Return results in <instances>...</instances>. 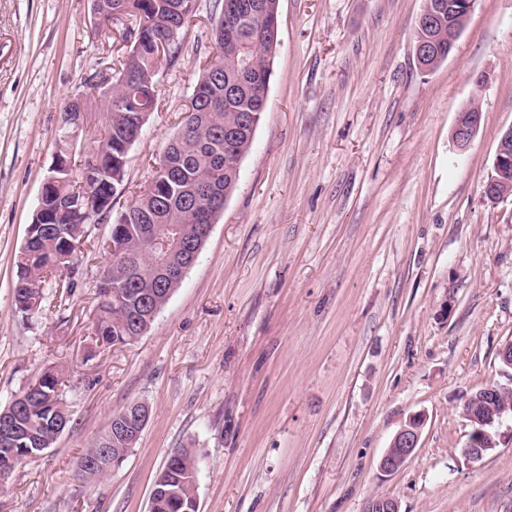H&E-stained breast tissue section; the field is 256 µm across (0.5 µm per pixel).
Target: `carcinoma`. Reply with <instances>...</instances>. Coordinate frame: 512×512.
<instances>
[{"label":"carcinoma","instance_id":"cac0c4a2","mask_svg":"<svg viewBox=\"0 0 512 512\" xmlns=\"http://www.w3.org/2000/svg\"><path fill=\"white\" fill-rule=\"evenodd\" d=\"M131 28L123 32L130 49L112 75V98L125 112L115 117L110 106L104 138L92 150L101 164L102 177L89 184L67 174L46 195L44 204L51 219L33 216L28 228V246L16 262L14 299L25 303L19 313L32 316L40 309L46 277L55 269L67 268L75 243L90 221V213L104 199L114 198V188L123 184L135 132L143 131L156 105L155 73L161 64L159 53H168L179 44V36L193 14V0H125ZM242 5L233 38L214 36L210 68H202L188 115L178 132L168 141L159 161L152 186L142 192L127 210L133 217L115 219L110 240L121 246L122 254L108 253L97 285L98 303L93 314L95 344H127L145 334L154 322L150 314L159 312L181 281L158 286V266L163 256L148 239L154 226L168 235L195 232L207 223V213L194 208L199 185L214 183L232 194L237 186L241 162L251 149L254 133L250 124L261 122L266 110L267 87L273 72L277 48L271 29L278 15L269 12L255 18L247 9L251 0H235ZM443 6V16L428 32L414 31L413 37L431 39L439 51L438 61L448 59V0H427L426 8ZM80 199V210L66 208L62 201ZM30 391L15 405L0 408V424L13 433L31 434L50 448L57 439L55 427L70 422L66 404L63 370L46 369L29 384ZM125 408L110 419L104 433L86 454L107 452L102 467L80 471L87 480L105 476L135 447L144 425L128 420ZM15 436L0 439V474L9 480L14 468L27 460L25 444ZM199 459L189 448H178L168 457L156 476L158 486L176 489L167 494H151L150 512H198L197 481Z\"/></svg>","mask_w":512,"mask_h":512}]
</instances>
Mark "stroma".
Listing matches in <instances>:
<instances>
[{
  "label": "stroma",
  "mask_w": 512,
  "mask_h": 512,
  "mask_svg": "<svg viewBox=\"0 0 512 512\" xmlns=\"http://www.w3.org/2000/svg\"><path fill=\"white\" fill-rule=\"evenodd\" d=\"M214 0H194L180 49L130 147L124 210L153 177L211 52ZM424 0H280L267 107L240 179L196 262L146 334L93 347L94 291L111 221L86 225L70 268L23 318L15 261L60 152L81 164L106 124L95 90L128 52L126 22L92 0H0V407L65 372L70 422L19 464L0 512H150L170 452L201 461L198 512H512V420L481 459L461 408L512 382V200L482 193L512 127V0H476L430 72L411 35ZM83 94L88 122L61 138ZM479 95L465 151L451 131ZM151 416L124 460L88 481L78 462L113 414ZM427 416L414 456L379 462L400 425Z\"/></svg>",
  "instance_id": "obj_1"
}]
</instances>
